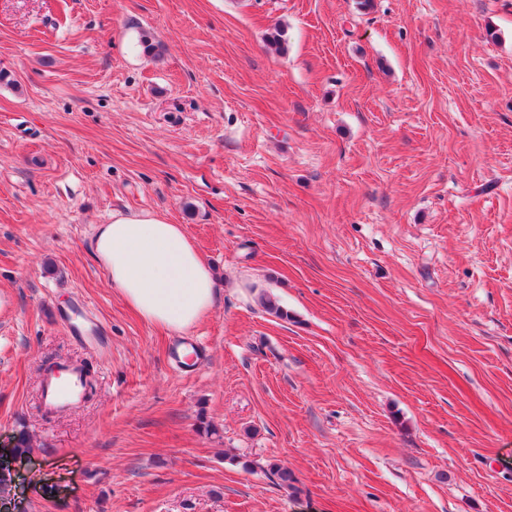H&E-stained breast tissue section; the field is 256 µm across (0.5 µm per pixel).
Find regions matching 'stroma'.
<instances>
[{"label": "stroma", "instance_id": "35a3bbf8", "mask_svg": "<svg viewBox=\"0 0 512 512\" xmlns=\"http://www.w3.org/2000/svg\"><path fill=\"white\" fill-rule=\"evenodd\" d=\"M118 211L217 270L193 329L108 283ZM64 362L92 387L51 414ZM24 430L17 512H512V0H0V453Z\"/></svg>", "mask_w": 512, "mask_h": 512}]
</instances>
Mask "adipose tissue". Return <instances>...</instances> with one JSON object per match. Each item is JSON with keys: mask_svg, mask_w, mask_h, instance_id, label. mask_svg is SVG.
Returning <instances> with one entry per match:
<instances>
[{"mask_svg": "<svg viewBox=\"0 0 512 512\" xmlns=\"http://www.w3.org/2000/svg\"><path fill=\"white\" fill-rule=\"evenodd\" d=\"M92 250L111 287L149 324L183 332L216 304L214 270L165 214L113 213Z\"/></svg>", "mask_w": 512, "mask_h": 512, "instance_id": "1", "label": "adipose tissue"}]
</instances>
